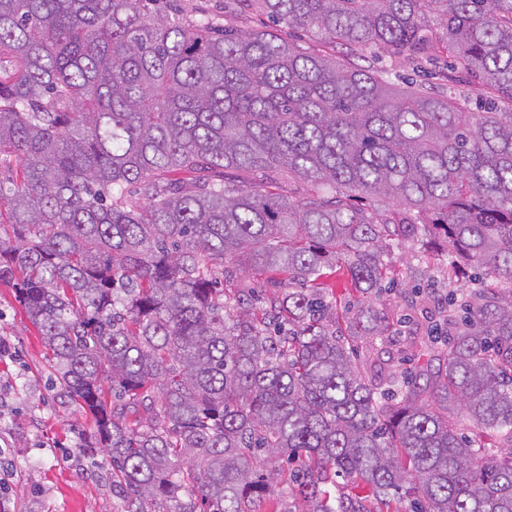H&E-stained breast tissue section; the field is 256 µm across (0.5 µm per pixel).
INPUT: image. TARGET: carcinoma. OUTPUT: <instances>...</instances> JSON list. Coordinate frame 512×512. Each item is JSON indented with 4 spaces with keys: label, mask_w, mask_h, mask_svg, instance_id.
<instances>
[{
    "label": "carcinoma",
    "mask_w": 512,
    "mask_h": 512,
    "mask_svg": "<svg viewBox=\"0 0 512 512\" xmlns=\"http://www.w3.org/2000/svg\"><path fill=\"white\" fill-rule=\"evenodd\" d=\"M244 2L268 22L0 0V284L124 512H259L282 457L305 512H368L340 477L386 512H512V0ZM431 17L491 110L336 55L422 58ZM426 231L471 282L413 371L372 379L351 342L386 332L387 256ZM228 259L288 288L231 309ZM329 271L367 306L337 316Z\"/></svg>",
    "instance_id": "carcinoma-1"
}]
</instances>
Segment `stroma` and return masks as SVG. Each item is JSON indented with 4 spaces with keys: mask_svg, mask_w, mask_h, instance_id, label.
<instances>
[{
    "mask_svg": "<svg viewBox=\"0 0 512 512\" xmlns=\"http://www.w3.org/2000/svg\"><path fill=\"white\" fill-rule=\"evenodd\" d=\"M222 3L178 0L181 11L195 18L209 16L238 29L257 26L246 12L224 13ZM359 64L384 70L397 85L414 80L442 88L428 63L378 47L364 51ZM406 299L401 290L383 294L376 308L391 329L359 341L358 362L368 365L387 355L400 370L410 369L434 316L409 307ZM0 339L10 347L0 357V512H122L125 500L112 489V463L91 447L89 418L64 398L39 329L4 285Z\"/></svg>",
    "mask_w": 512,
    "mask_h": 512,
    "instance_id": "1",
    "label": "stroma"
}]
</instances>
